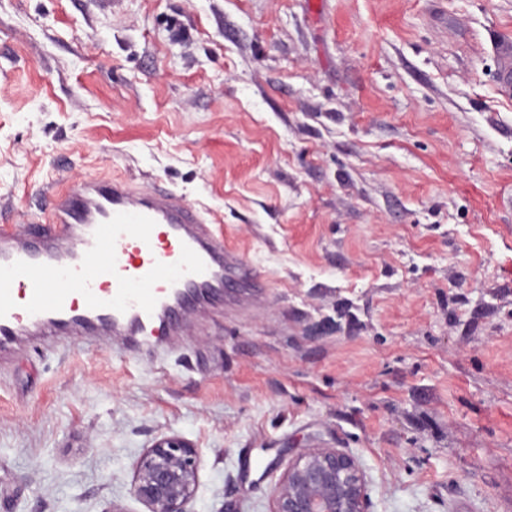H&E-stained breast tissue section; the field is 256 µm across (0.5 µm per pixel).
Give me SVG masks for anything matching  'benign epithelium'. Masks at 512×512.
Returning <instances> with one entry per match:
<instances>
[{"label":"benign epithelium","mask_w":512,"mask_h":512,"mask_svg":"<svg viewBox=\"0 0 512 512\" xmlns=\"http://www.w3.org/2000/svg\"><path fill=\"white\" fill-rule=\"evenodd\" d=\"M197 447L177 435L155 439L133 464L132 494L146 512H193L199 488ZM360 462L336 448L316 446L288 462L272 512H367Z\"/></svg>","instance_id":"obj_1"}]
</instances>
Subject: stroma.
<instances>
[{"instance_id":"1","label":"stroma","mask_w":512,"mask_h":512,"mask_svg":"<svg viewBox=\"0 0 512 512\" xmlns=\"http://www.w3.org/2000/svg\"><path fill=\"white\" fill-rule=\"evenodd\" d=\"M512 0H0V224L86 175L211 210L264 289L153 350L0 352V512H271L289 460L356 457L368 512H512ZM199 467L192 442L177 434L156 438L133 464L132 494L145 512H194Z\"/></svg>"}]
</instances>
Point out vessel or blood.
Listing matches in <instances>:
<instances>
[{
	"mask_svg": "<svg viewBox=\"0 0 512 512\" xmlns=\"http://www.w3.org/2000/svg\"><path fill=\"white\" fill-rule=\"evenodd\" d=\"M51 199L36 230L0 225V346L31 327L152 344L230 283L261 286L212 214L176 191L95 175Z\"/></svg>",
	"mask_w": 512,
	"mask_h": 512,
	"instance_id": "obj_1",
	"label": "vessel or blood"
}]
</instances>
